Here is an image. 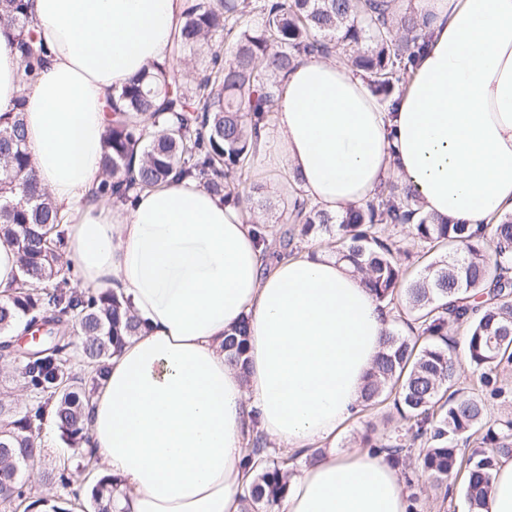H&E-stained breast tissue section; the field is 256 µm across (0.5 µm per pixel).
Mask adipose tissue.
Listing matches in <instances>:
<instances>
[{
  "mask_svg": "<svg viewBox=\"0 0 512 512\" xmlns=\"http://www.w3.org/2000/svg\"><path fill=\"white\" fill-rule=\"evenodd\" d=\"M48 62L28 85L0 35V112L23 119L40 187L68 217L81 287L121 290L141 322L87 410L86 445L117 478L118 512H242L247 434L301 451L334 437L391 320L329 256L264 267L257 218L193 177L130 203L94 198L112 95L167 61L185 0H28ZM430 45L394 110L345 62L284 78L260 150L334 216L391 178L426 212L470 224L512 213V0H412ZM249 323L244 366L224 333ZM281 512H408L385 454L328 453L292 479Z\"/></svg>",
  "mask_w": 512,
  "mask_h": 512,
  "instance_id": "obj_1",
  "label": "adipose tissue"
}]
</instances>
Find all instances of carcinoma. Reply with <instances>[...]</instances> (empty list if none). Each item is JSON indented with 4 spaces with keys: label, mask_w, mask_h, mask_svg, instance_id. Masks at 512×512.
Instances as JSON below:
<instances>
[{
    "label": "carcinoma",
    "mask_w": 512,
    "mask_h": 512,
    "mask_svg": "<svg viewBox=\"0 0 512 512\" xmlns=\"http://www.w3.org/2000/svg\"><path fill=\"white\" fill-rule=\"evenodd\" d=\"M245 0H193L172 41V55L198 54L195 76L170 65H151L112 96L97 199L126 202L133 192L164 184L173 173L193 175L213 194L239 204V180L259 153L262 126L275 102L281 75L316 55L340 46L353 68L364 73L381 105L391 108L405 79L429 46L428 22L413 11L392 23L382 0H257L255 27H244ZM0 32L12 39L20 61L22 84L44 67L47 51L28 14L26 0H0ZM219 36L237 43L236 52L219 62ZM26 98L14 111L0 114V239L20 254L21 277L0 302V347L8 346L16 324L29 328L52 324L51 335L20 356L31 403L14 406L0 385V499L23 512L50 507L33 494L26 474L41 464L35 438L52 418L65 443L81 449L88 442L86 407L91 394L73 377L78 361L98 385L108 361L124 339L138 332L122 294L70 287L64 260L67 221L38 186L22 114ZM285 223L300 232L336 227V259L361 275L376 298L395 306L382 348L361 391L363 409L386 401L406 422L404 431L364 443L396 466H403L410 512L419 501L413 474L432 485L463 477L468 512H482L499 464L512 459V417L492 418L488 409L512 403V388L498 371L512 366V215L497 224H465L426 213L416 191L393 182L357 208L333 217L305 199H295ZM408 225L422 249L451 248L432 258L414 277L398 258L399 247L381 236L387 225ZM79 331L80 341L70 334ZM248 326L241 322L224 334L228 361L245 354ZM466 335L468 388L457 387L460 363L453 333ZM477 448L458 454L460 441ZM296 455L273 457L255 441L247 457L261 467L245 496L244 512H273L288 491ZM114 481L102 477L92 487V512H113Z\"/></svg>",
    "instance_id": "carcinoma-1"
}]
</instances>
